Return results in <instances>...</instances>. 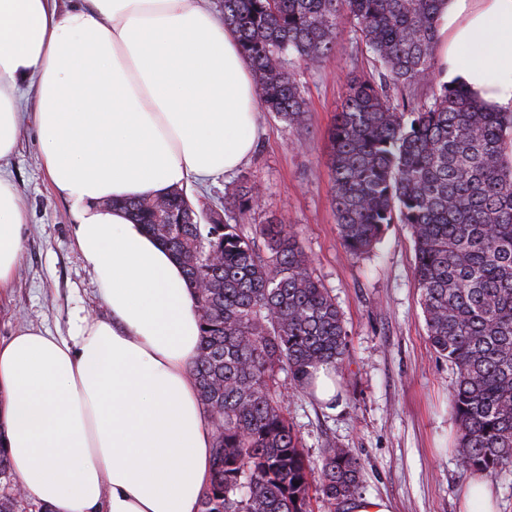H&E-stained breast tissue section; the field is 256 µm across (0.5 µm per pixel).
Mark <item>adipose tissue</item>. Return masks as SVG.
<instances>
[{
  "label": "adipose tissue",
  "mask_w": 512,
  "mask_h": 512,
  "mask_svg": "<svg viewBox=\"0 0 512 512\" xmlns=\"http://www.w3.org/2000/svg\"><path fill=\"white\" fill-rule=\"evenodd\" d=\"M437 74L512 112V0H445ZM35 97L41 160L111 319L0 341V445L53 512H200L213 428L192 372L195 288L129 203L237 170L258 118L253 68L207 0H0V163ZM26 212L0 176V291Z\"/></svg>",
  "instance_id": "ef3b65f1"
}]
</instances>
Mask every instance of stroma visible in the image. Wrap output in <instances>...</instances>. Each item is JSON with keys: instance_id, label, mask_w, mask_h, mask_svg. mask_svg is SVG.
<instances>
[{"instance_id": "1", "label": "stroma", "mask_w": 512, "mask_h": 512, "mask_svg": "<svg viewBox=\"0 0 512 512\" xmlns=\"http://www.w3.org/2000/svg\"><path fill=\"white\" fill-rule=\"evenodd\" d=\"M336 49L321 66L299 68L306 121L291 127L261 113L254 155L237 172L194 185L199 207H222L225 191L253 183L263 201L245 231L276 217L294 225L316 275L335 296L348 333L349 355L338 370L333 407L294 392L289 417L309 459L325 442L353 449L362 465L361 493L391 499L395 512H459L469 473L454 448L458 425L449 393L457 369L427 339L413 278L409 230L388 227L374 254H349L331 204L329 131L349 77L370 71L353 26L342 23ZM17 186L27 213L16 278L0 295V340L23 326L70 336L75 314L111 318L100 285L75 245L72 206L51 186L41 164L35 125L25 119L14 154L0 165Z\"/></svg>"}]
</instances>
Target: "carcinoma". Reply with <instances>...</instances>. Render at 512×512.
<instances>
[{"instance_id":"cac0c4a2","label":"carcinoma","mask_w":512,"mask_h":512,"mask_svg":"<svg viewBox=\"0 0 512 512\" xmlns=\"http://www.w3.org/2000/svg\"><path fill=\"white\" fill-rule=\"evenodd\" d=\"M444 0H221L224 22L257 79L261 108L290 127L306 104L294 70L327 61L347 20L375 74L348 80L330 131L332 204L344 247L370 253L391 224L414 243V278L432 349L457 369L450 403L464 468L512 466V112L487 109L461 85L434 83ZM395 88L405 92L396 99ZM197 286L201 402L213 412V473L200 512H341L358 491L353 449L305 455L288 390L347 355L336 298L315 276L291 224L253 234L256 185L198 209L175 190L129 203Z\"/></svg>"}]
</instances>
